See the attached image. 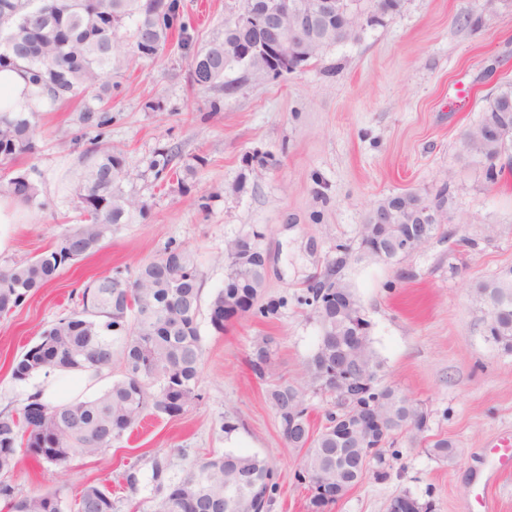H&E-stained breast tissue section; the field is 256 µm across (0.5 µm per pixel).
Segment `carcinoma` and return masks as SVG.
Returning a JSON list of instances; mask_svg holds the SVG:
<instances>
[{"label":"carcinoma","mask_w":512,"mask_h":512,"mask_svg":"<svg viewBox=\"0 0 512 512\" xmlns=\"http://www.w3.org/2000/svg\"><path fill=\"white\" fill-rule=\"evenodd\" d=\"M181 0H42L28 7L25 0H0V23L9 25L0 36V66L21 61L32 82L50 92L53 102L67 101L97 86L99 104H86L79 122L103 138L112 125V112L104 98L112 96V82L102 74L120 67L123 32L131 31V48L138 53L141 40L160 51L173 37L180 20ZM339 43V33L323 30L310 42L313 59ZM206 62L203 90L224 89V41L212 42L193 55L191 62ZM37 112L10 116L0 114V196L22 205L43 207L40 186L28 170L15 168L17 160L36 151L34 140ZM507 122L512 126V83L499 86L484 99L478 123L462 136V147L479 163H486V178L493 183L499 171L489 162L499 160L512 148V136L493 141L483 135L487 125ZM176 153L171 148L156 152L151 168L160 177L171 171ZM123 159L105 149L88 158L82 174L81 209L86 223L68 230L56 245L26 261L0 269V317L22 306L27 297L55 279L60 270L92 252L108 237L114 226L144 214L147 205L126 195L121 186ZM248 286L257 312L269 318L280 303L260 301L265 282L253 268L234 270ZM224 293L211 299V326L224 331ZM482 298L497 302L506 298L512 305V280L494 279L481 284ZM201 272L193 253L183 247L167 246L156 258L138 267L134 279L117 269L80 289L76 306L44 329L38 340L13 362L12 376L22 380L56 371L99 375L117 360L121 375L103 391L62 403L26 402L20 411L0 413V478L16 467L24 452L37 461L63 466L75 457H95L112 447V442L132 430L146 412L170 418L182 415L201 399L199 383L203 356L198 326L201 308ZM271 340L254 343L249 368L259 380L270 371ZM353 361L377 369L382 362L371 338ZM387 411L393 415L391 432L421 431L417 408L395 388L377 384ZM267 398L278 418L283 437L296 412L304 427L287 441L290 448H303V466L313 475L329 476L336 465L349 460L336 457L340 444L330 433L339 410L325 414L326 425L314 430L303 393L286 382L270 385ZM269 462L257 454L228 452L205 461H192L183 476L162 480L166 465L155 462L152 481L157 483L151 512H228L224 489L237 485L259 498L268 510L278 483L263 481ZM0 499L6 512H115L112 493L101 483L84 486L72 504L56 490L19 496L13 486L0 481Z\"/></svg>","instance_id":"cac0c4a2"}]
</instances>
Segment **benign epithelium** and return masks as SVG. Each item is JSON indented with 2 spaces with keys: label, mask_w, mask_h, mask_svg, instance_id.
<instances>
[{
  "label": "benign epithelium",
  "mask_w": 512,
  "mask_h": 512,
  "mask_svg": "<svg viewBox=\"0 0 512 512\" xmlns=\"http://www.w3.org/2000/svg\"><path fill=\"white\" fill-rule=\"evenodd\" d=\"M402 0H382L374 15L345 17L339 29H362L395 14ZM339 13L337 0H314V5L303 10L295 0H273L262 7L259 0L242 9L235 24L239 34L224 39V59L234 61L237 70L234 78L224 79V93L232 95L243 87L270 77L302 71L310 66L311 52H299L296 41L300 34L319 25L329 27L336 23ZM448 221L447 205L432 210L410 208V201L403 193L394 195L372 211L369 232L363 252L379 260L398 261L418 249L432 238V229ZM229 251L240 266L254 263L266 266V258L250 239L238 238L230 243ZM328 297L319 309L315 320L321 336V357L324 366L313 388L334 396L343 405V413L336 417L333 430L343 444L357 441L359 447L346 449L358 471L366 470L380 453L389 437L387 417L380 411L378 402L370 400L352 410L346 407L347 397L355 387H371L377 376L368 365H354L346 357V350L336 343L329 325L333 320L344 323L346 331L358 337L368 329L367 319L359 301L347 294L341 281L326 290ZM296 480L311 488L315 498L341 500L349 480L341 474L321 482L311 480L304 468L295 474Z\"/></svg>",
  "instance_id": "obj_1"
}]
</instances>
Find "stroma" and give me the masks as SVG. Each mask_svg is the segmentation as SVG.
Here are the masks:
<instances>
[{"mask_svg":"<svg viewBox=\"0 0 512 512\" xmlns=\"http://www.w3.org/2000/svg\"><path fill=\"white\" fill-rule=\"evenodd\" d=\"M182 2L188 44L169 42L153 59L125 58L113 72L104 141L78 123L92 87L45 105L37 150L16 163L38 180L43 206L0 201L1 267L44 252L81 223V176L99 144L123 158L122 188L149 211L0 318V411H18L34 389L61 401L92 396L119 377L115 365L93 381L52 373L18 382L10 366L75 306L74 289L117 269L135 275L170 244L190 249L203 274L202 398L179 417H146L104 454L64 468L20 455L9 483L22 496L52 489L70 502L100 482L118 512H149L155 461L174 480L187 462L233 450L276 468L271 512H310L309 492L294 479L301 455L285 445L268 385L252 375L248 357L254 340L271 337L273 380L302 389L312 423L324 424L335 399L304 376L318 327L301 298L335 266L364 308L384 383L428 418L421 433L385 444V478L367 476L328 512H385L404 493L432 512H512V468L490 470L495 456L512 453V352L486 340L476 295L480 283L512 269V167L489 183L461 144L485 97L512 81V0H402L383 24L326 49L307 69L231 96L194 88L190 61L223 37L243 0ZM214 101L219 111H211ZM162 147L178 148L173 165L190 194L156 177L150 162ZM444 184L449 221L426 244L393 264L361 254L360 227L376 203ZM255 230L267 256L264 297L281 301L279 314H248L215 332L207 303L224 286V246ZM440 438L455 444L454 460L433 454ZM132 465L141 478L134 490L123 481Z\"/></svg>","mask_w":512,"mask_h":512,"instance_id":"obj_1","label":"stroma"}]
</instances>
